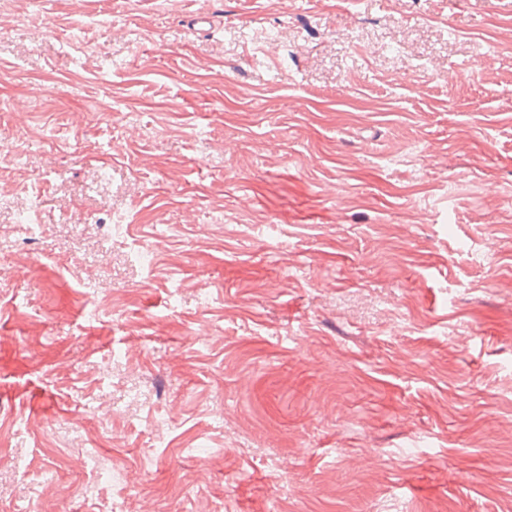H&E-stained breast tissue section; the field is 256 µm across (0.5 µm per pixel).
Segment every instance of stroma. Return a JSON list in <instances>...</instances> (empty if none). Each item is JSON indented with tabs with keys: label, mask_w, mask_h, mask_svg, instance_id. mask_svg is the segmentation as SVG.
I'll return each mask as SVG.
<instances>
[{
	"label": "stroma",
	"mask_w": 512,
	"mask_h": 512,
	"mask_svg": "<svg viewBox=\"0 0 512 512\" xmlns=\"http://www.w3.org/2000/svg\"><path fill=\"white\" fill-rule=\"evenodd\" d=\"M8 9L0 512H512V0Z\"/></svg>",
	"instance_id": "1"
}]
</instances>
